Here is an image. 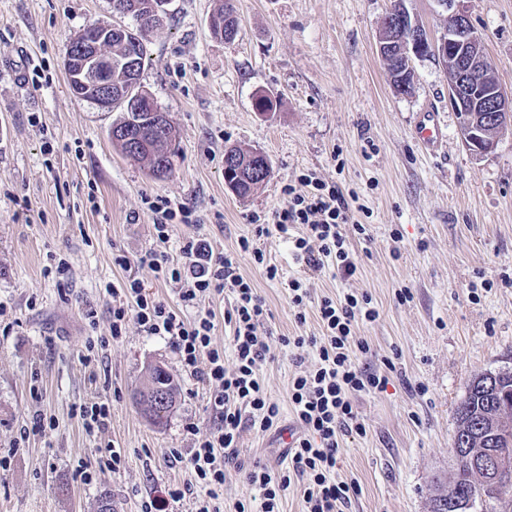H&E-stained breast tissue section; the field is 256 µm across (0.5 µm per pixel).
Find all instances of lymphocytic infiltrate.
<instances>
[{
    "instance_id": "lymphocytic-infiltrate-1",
    "label": "lymphocytic infiltrate",
    "mask_w": 512,
    "mask_h": 512,
    "mask_svg": "<svg viewBox=\"0 0 512 512\" xmlns=\"http://www.w3.org/2000/svg\"><path fill=\"white\" fill-rule=\"evenodd\" d=\"M283 201L271 212L254 216L252 236L242 237L238 250L248 255L271 282H286L296 325L307 321L304 307L309 292L302 278L284 280L282 270L271 263L261 241L275 235L304 270L333 269L343 278L356 275L358 264L346 247L348 233L366 236V225L353 219V202L336 184L314 172L300 174L281 188ZM142 202L155 230L156 246L140 255V265L149 267L159 281L176 286L179 303L146 292L138 279L110 285L109 336L98 343L119 339L128 323H136L150 336L168 340L184 372L209 391L213 425L195 439L189 456L172 450L173 459H187L197 483L205 489L197 496L194 512H222L220 493L227 465L241 434L250 429L269 431L280 419V406L266 393L261 370L272 359L270 316L266 300L238 272L234 255L215 251L204 238H188L177 254H170L173 229L178 224H198L197 211L167 195H146ZM232 295L233 304L223 316L205 306L206 300ZM194 316H185V309ZM321 336H283L282 346L310 347L315 356L312 368L301 371L289 384L292 411L302 432L289 448L288 464L272 467L255 464L245 479L261 500L262 512H282L289 490H299L305 512H344L356 492L355 484L337 479L338 456L347 437L365 436L366 428L355 409L356 397L385 391L389 378L361 364L369 353L366 341L356 334L361 321L375 320L378 312L368 294L330 296L317 303ZM225 324L228 347L213 341L217 324ZM97 343V344H98ZM232 351L233 368H225L224 353Z\"/></svg>"
}]
</instances>
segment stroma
I'll return each mask as SVG.
<instances>
[{
	"label": "stroma",
	"instance_id": "35a3bbf8",
	"mask_svg": "<svg viewBox=\"0 0 512 512\" xmlns=\"http://www.w3.org/2000/svg\"><path fill=\"white\" fill-rule=\"evenodd\" d=\"M394 0H238L239 34L214 39L210 21L219 0H170L168 16L151 33L141 74L148 93L176 129L169 173L157 176L126 158L109 136L121 109L104 110L74 97L63 58L89 24L112 17V0H0V304L13 328L0 334V512H97L112 496L114 512H140L155 498L162 512H192L200 495L187 463L186 423L207 433L209 394L190 381L167 339L128 324L98 368L79 352L89 337L110 333L106 283L138 279L175 301L171 286L148 267L121 270L114 249L137 257L153 248L146 194L186 203L202 215L180 225L174 241L205 237L216 250L237 252L251 235L253 214L282 202L281 188L312 170L326 182L357 191L369 240L349 236L359 270L349 279L302 274L278 238L265 239L285 280L305 276L311 302L325 296L368 294L379 313L358 334L368 361L394 364L385 391L358 396L367 434L346 440L339 476L360 492L350 512H428L437 487H450L456 470V408L477 376L512 369V122L497 148L472 154L462 142L448 102V78L438 59L415 58L410 92H398L377 48L382 21ZM500 85L512 94V0H465ZM44 67L33 89L31 64ZM272 93L275 112H255L258 92ZM436 113L446 133L438 155L425 153L412 131L421 113ZM263 152L272 173L245 199L224 182V149ZM30 213H23L22 204ZM64 258L69 278L45 277L50 256ZM240 274L251 280L272 313L276 336H316L315 320L297 327L283 283L268 282L248 258ZM408 288L411 298L396 294ZM97 312L89 327L86 310ZM311 351L279 350L262 369L281 417L264 434L244 432L224 483L225 512L252 491L241 474L255 462L284 458V433L294 419L288 382L313 366ZM164 366L180 387L166 425H151L133 394L148 366ZM39 385L40 399L30 395ZM105 401L107 429L85 433L75 406ZM52 429L15 445L34 412ZM119 445L118 472L85 484L78 461H92L107 443ZM190 486L175 502L169 484Z\"/></svg>",
	"mask_w": 512,
	"mask_h": 512
}]
</instances>
